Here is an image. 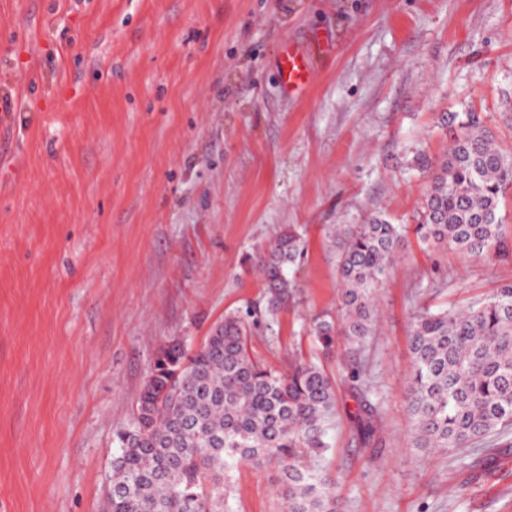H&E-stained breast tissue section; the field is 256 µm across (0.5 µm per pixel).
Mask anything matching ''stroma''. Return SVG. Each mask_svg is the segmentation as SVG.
Here are the masks:
<instances>
[{"label": "stroma", "instance_id": "stroma-1", "mask_svg": "<svg viewBox=\"0 0 512 512\" xmlns=\"http://www.w3.org/2000/svg\"><path fill=\"white\" fill-rule=\"evenodd\" d=\"M315 80L282 93L283 42ZM0 512H108L107 476L159 351L262 309L256 259L302 234L293 302L250 327L283 371L336 312L326 224H410L417 154L481 113L512 151V0H0ZM512 282L408 238L358 352L321 355L336 405L321 463L345 512H512V429L463 453L410 445L415 311ZM379 398L361 445L347 362ZM224 512H283L274 468L232 472Z\"/></svg>", "mask_w": 512, "mask_h": 512}]
</instances>
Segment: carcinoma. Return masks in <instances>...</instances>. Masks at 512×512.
<instances>
[{
    "instance_id": "cac0c4a2",
    "label": "carcinoma",
    "mask_w": 512,
    "mask_h": 512,
    "mask_svg": "<svg viewBox=\"0 0 512 512\" xmlns=\"http://www.w3.org/2000/svg\"><path fill=\"white\" fill-rule=\"evenodd\" d=\"M459 134L433 162L413 232L474 260L512 258V232L500 203L512 190V152L502 150L475 112L455 114ZM337 255L339 311L313 322L327 350L342 336L360 345L373 331L378 291L404 244L405 229L384 215L363 224L327 226ZM304 242L285 230L261 258L265 311L272 315L296 294L287 269ZM407 391L411 445L455 452L512 426V283L465 309L418 310L410 331ZM358 432L371 446L378 396L359 371ZM336 401L333 378L317 363L268 369L248 350L244 317L224 315L205 344L162 348L137 400L132 422L117 433L109 512H224L229 473L239 465L274 463L286 512H341L335 483L318 457Z\"/></svg>"
}]
</instances>
